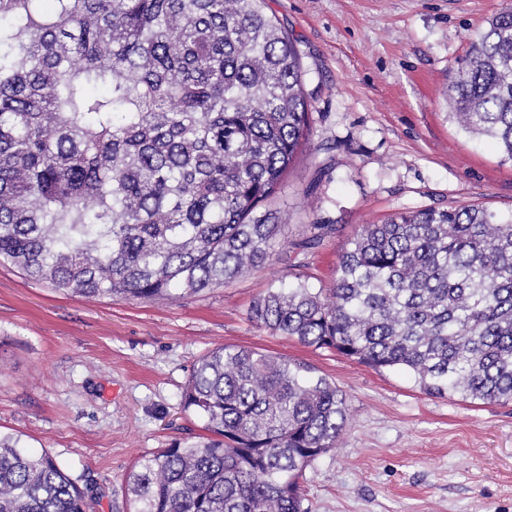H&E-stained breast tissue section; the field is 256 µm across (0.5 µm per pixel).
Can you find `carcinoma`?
Here are the masks:
<instances>
[{
	"instance_id": "1",
	"label": "carcinoma",
	"mask_w": 512,
	"mask_h": 512,
	"mask_svg": "<svg viewBox=\"0 0 512 512\" xmlns=\"http://www.w3.org/2000/svg\"><path fill=\"white\" fill-rule=\"evenodd\" d=\"M266 0H0V262L84 297L196 295L276 255L269 203L309 139L295 42ZM450 116L512 162V8L471 38ZM256 324L429 396L512 403V214L474 205L365 224L334 288L297 279ZM207 435L143 456L129 512H302L299 478L348 422L336 386L250 348L199 358ZM47 451L0 433V512H87Z\"/></svg>"
}]
</instances>
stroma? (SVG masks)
<instances>
[{"label": "stroma", "instance_id": "stroma-1", "mask_svg": "<svg viewBox=\"0 0 512 512\" xmlns=\"http://www.w3.org/2000/svg\"><path fill=\"white\" fill-rule=\"evenodd\" d=\"M303 58L309 144L271 203L287 212L277 255L246 277L168 301L82 297L0 264V431L60 460L90 512H128L142 456L201 434L182 407L198 359L250 347L313 365L349 423L300 479L303 512H512V404L422 393L249 316L284 277L332 287L359 229L423 208L512 212V163L448 116L470 36L512 0H271ZM335 232L311 248V225Z\"/></svg>", "mask_w": 512, "mask_h": 512}]
</instances>
